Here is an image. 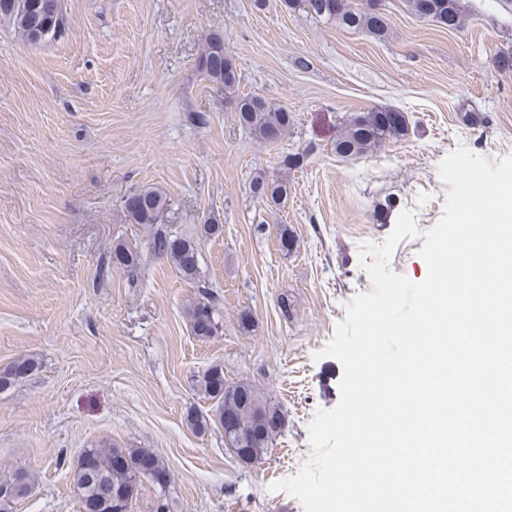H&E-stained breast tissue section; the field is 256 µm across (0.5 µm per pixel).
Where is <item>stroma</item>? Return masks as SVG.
Listing matches in <instances>:
<instances>
[{"mask_svg":"<svg viewBox=\"0 0 512 512\" xmlns=\"http://www.w3.org/2000/svg\"><path fill=\"white\" fill-rule=\"evenodd\" d=\"M464 3V26L448 31L384 0L382 41L283 0H65L64 38L30 44L0 27V370L37 362L0 390V479L29 478L11 512H80L72 470L99 446L161 455L174 512H304L272 485L310 459V422L339 402L343 369L323 350L370 290L361 244L381 246L413 211L419 233L389 267L423 281V234L448 190L441 160L461 146L494 164L512 156V68L496 63L512 56V0ZM215 34L239 92L288 108L276 143L254 139L199 70ZM375 107L406 112L408 135L337 156V127ZM297 152L304 166L283 172ZM282 174L288 197L272 211L251 184ZM144 187L168 196L160 229L197 237L199 282L126 221L122 198ZM210 217L222 233L198 238ZM281 224L297 242L289 254ZM119 243L136 270L113 264ZM203 287L224 314L209 338L187 317ZM216 364L286 413L258 462L230 452L219 423H187L212 413L197 381Z\"/></svg>","mask_w":512,"mask_h":512,"instance_id":"1","label":"stroma"}]
</instances>
